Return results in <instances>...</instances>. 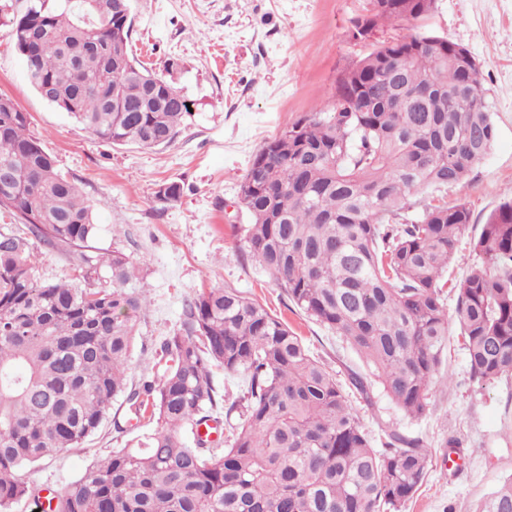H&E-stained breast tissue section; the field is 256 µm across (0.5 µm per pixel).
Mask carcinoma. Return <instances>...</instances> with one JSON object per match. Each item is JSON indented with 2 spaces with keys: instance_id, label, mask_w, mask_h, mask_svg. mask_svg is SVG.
Instances as JSON below:
<instances>
[{
  "instance_id": "obj_1",
  "label": "carcinoma",
  "mask_w": 512,
  "mask_h": 512,
  "mask_svg": "<svg viewBox=\"0 0 512 512\" xmlns=\"http://www.w3.org/2000/svg\"><path fill=\"white\" fill-rule=\"evenodd\" d=\"M0 0L30 84L94 136L167 145L188 114L169 82L129 54L131 0ZM435 0H368L350 36L417 21ZM430 33L383 42L342 70L325 103L266 143L240 185L249 257L307 317L365 360L347 381L287 325L235 288L187 303L185 333L167 337L152 377L128 386L146 301L136 263L98 246L101 227L80 187L26 134L0 96V512L40 497L20 470L94 435L123 397L153 430L48 496V512H401L428 473V448L391 430L382 447L349 391L378 385L405 416L426 414L448 341L442 278L471 212L442 193L464 184L496 136L481 65ZM183 186L162 184L177 203ZM418 194L430 203L414 213ZM45 248L84 282L36 276ZM478 258L457 286L471 380L512 378V200L474 236ZM242 374L226 408L222 453L193 428L218 422L214 369ZM474 512H512V480Z\"/></svg>"
}]
</instances>
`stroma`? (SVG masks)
Segmentation results:
<instances>
[{
  "label": "stroma",
  "mask_w": 512,
  "mask_h": 512,
  "mask_svg": "<svg viewBox=\"0 0 512 512\" xmlns=\"http://www.w3.org/2000/svg\"><path fill=\"white\" fill-rule=\"evenodd\" d=\"M367 0H132L131 49L191 106L172 144L152 149L115 145L88 133L46 102L29 83L22 56L0 29V94L28 116L30 134L88 198L102 243L139 263L147 307L137 319L127 376L150 374L166 336L180 332L183 305L199 291L238 289L286 323L313 354L339 372L364 364L326 328L309 320L272 276L247 258V211L241 180L267 141L319 106L337 74L373 44L407 35L396 21L370 40L349 36ZM414 28L467 47L481 62L496 138L448 204L464 202L472 226L512 199V0H436ZM180 182L179 202L161 209V184ZM460 326L450 320L440 372L426 414L406 417L374 388L371 401L351 395L374 439L395 428L430 451L425 481L402 512H473L512 478V379L479 385L469 379ZM79 448L25 467L23 476L62 488L96 461L149 429L124 400ZM122 431H115L114 422ZM464 448L449 456L448 438Z\"/></svg>",
  "instance_id": "1"
}]
</instances>
